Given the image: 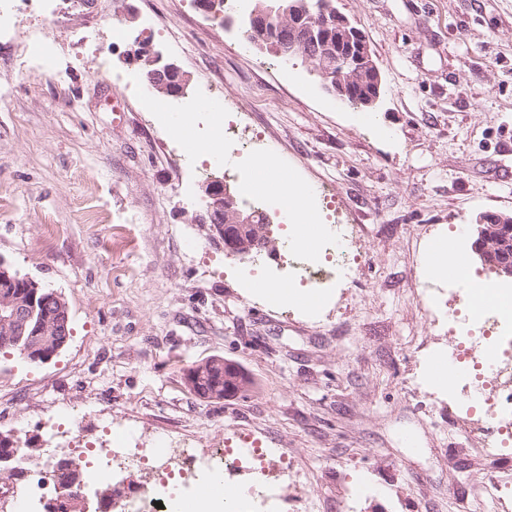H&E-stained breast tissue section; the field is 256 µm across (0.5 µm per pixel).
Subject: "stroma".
I'll list each match as a JSON object with an SVG mask.
<instances>
[{
  "instance_id": "1",
  "label": "stroma",
  "mask_w": 512,
  "mask_h": 512,
  "mask_svg": "<svg viewBox=\"0 0 512 512\" xmlns=\"http://www.w3.org/2000/svg\"><path fill=\"white\" fill-rule=\"evenodd\" d=\"M83 2L18 0L0 30V257L60 293L71 320L48 362L0 355V432L70 459L52 426L66 408L91 448L112 421L202 454L248 434L287 456L316 512H499L473 489L488 470L512 475V446L474 455L447 392L423 382L456 300L426 255L466 225L453 251L512 287L472 247L480 215H512V0H336L382 76L366 115L308 61L245 47L240 25L193 0ZM143 39L194 102L209 78L221 105L245 102L262 156L292 180L335 186V233L366 262L315 311L270 304L247 280L278 256L228 253L196 223L214 162L185 155L158 92L143 94ZM212 357L238 363L250 390L196 396L184 374Z\"/></svg>"
}]
</instances>
